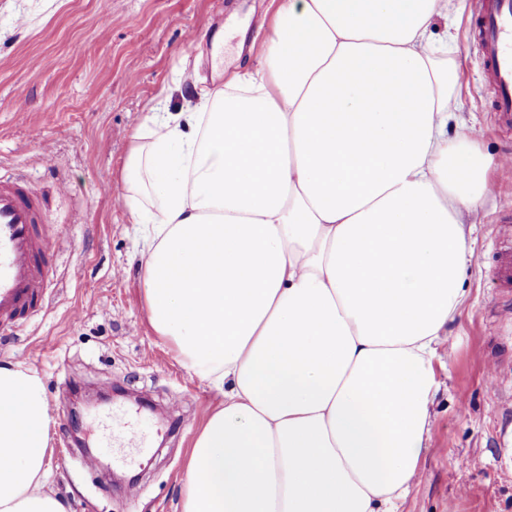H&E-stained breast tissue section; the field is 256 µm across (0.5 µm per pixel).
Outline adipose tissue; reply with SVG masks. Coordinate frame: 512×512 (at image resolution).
I'll list each match as a JSON object with an SVG mask.
<instances>
[{"instance_id":"adipose-tissue-1","label":"adipose tissue","mask_w":512,"mask_h":512,"mask_svg":"<svg viewBox=\"0 0 512 512\" xmlns=\"http://www.w3.org/2000/svg\"><path fill=\"white\" fill-rule=\"evenodd\" d=\"M250 67L140 126L123 202L149 322L219 404L183 512H395L465 302L498 158L454 120L437 20L460 0H276ZM45 384L0 365V512L46 492Z\"/></svg>"}]
</instances>
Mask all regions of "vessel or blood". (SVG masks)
<instances>
[{"label":"vessel or blood","mask_w":512,"mask_h":512,"mask_svg":"<svg viewBox=\"0 0 512 512\" xmlns=\"http://www.w3.org/2000/svg\"><path fill=\"white\" fill-rule=\"evenodd\" d=\"M473 19L494 121L512 129V0H473ZM43 222V201L36 193L0 180L1 330L35 314L43 302L51 249Z\"/></svg>","instance_id":"vessel-or-blood-1"}]
</instances>
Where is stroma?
<instances>
[{
    "label": "stroma",
    "instance_id": "obj_1",
    "mask_svg": "<svg viewBox=\"0 0 512 512\" xmlns=\"http://www.w3.org/2000/svg\"><path fill=\"white\" fill-rule=\"evenodd\" d=\"M270 0H0V178L24 176L60 235L54 275L35 318L0 333V362L44 381L54 424L47 488L68 512H182L179 488L202 409L218 397L152 330L143 297V227L120 202L132 134L154 113L177 112L192 81L215 87L223 67L247 64L241 36L263 39ZM470 11L456 19L448 66L454 131H473L495 157L499 130ZM67 181L68 193L57 191ZM473 219L465 303L448 326L451 352L434 361L439 390L428 452L398 512H512V386L491 387L489 365L512 358V294L499 290L512 168ZM142 438L111 431V415Z\"/></svg>",
    "mask_w": 512,
    "mask_h": 512
}]
</instances>
